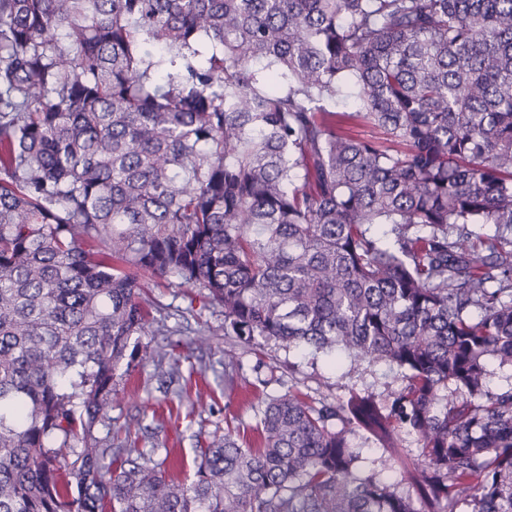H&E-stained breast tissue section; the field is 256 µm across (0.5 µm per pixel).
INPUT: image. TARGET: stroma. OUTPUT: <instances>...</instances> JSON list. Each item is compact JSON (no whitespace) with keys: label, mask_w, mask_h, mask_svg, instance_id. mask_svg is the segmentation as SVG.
Wrapping results in <instances>:
<instances>
[{"label":"stroma","mask_w":512,"mask_h":512,"mask_svg":"<svg viewBox=\"0 0 512 512\" xmlns=\"http://www.w3.org/2000/svg\"><path fill=\"white\" fill-rule=\"evenodd\" d=\"M156 296L163 304L160 312L167 328L190 332L205 326L215 333L211 347L195 349L188 360L182 361L184 387L188 393L203 389L204 404L179 401L165 397L159 387L153 365L133 369L131 380L119 391L107 413L111 425L122 424L129 416L143 414V422L154 430L150 439H141L140 447L164 444L179 449L185 463H192L197 448L206 445L213 435L225 430H249L257 421V396L261 392L280 395L287 392L290 383L311 398L334 399L348 388L385 392L400 384L396 368L383 363L351 366L342 364L329 367L324 356L312 357L298 352L267 346L241 353L242 370L235 388L224 384V317L206 309L200 319L185 320L179 317L180 309L188 300L180 288H158Z\"/></svg>","instance_id":"obj_1"}]
</instances>
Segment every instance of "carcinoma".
Listing matches in <instances>:
<instances>
[{
    "mask_svg": "<svg viewBox=\"0 0 512 512\" xmlns=\"http://www.w3.org/2000/svg\"><path fill=\"white\" fill-rule=\"evenodd\" d=\"M165 276L182 315L224 313L229 385L272 344L401 384H293L178 481L174 449L122 444L140 419L98 436L134 360L180 386L145 342ZM491 361L512 371V0H0V512H512ZM352 443L356 448H360L362 452V456L366 458L367 464L370 467H375L377 470L381 471V476L390 482H398L401 479L400 471L397 468H384L380 461V453L375 448H368L363 444V441L358 438H352ZM372 461H375V464L372 465Z\"/></svg>",
    "mask_w": 512,
    "mask_h": 512,
    "instance_id": "1",
    "label": "carcinoma"
}]
</instances>
